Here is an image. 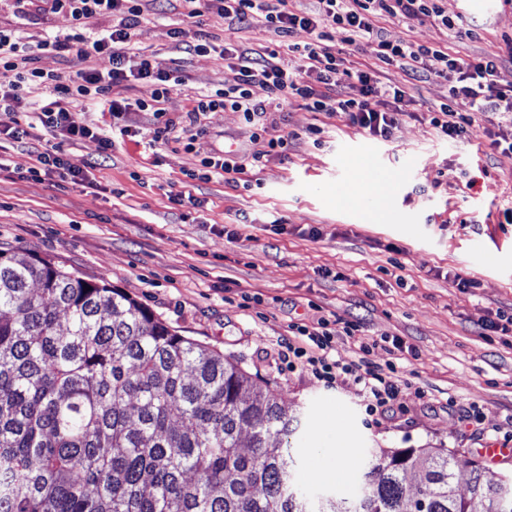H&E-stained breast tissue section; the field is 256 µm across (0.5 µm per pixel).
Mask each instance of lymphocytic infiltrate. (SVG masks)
<instances>
[{
	"label": "lymphocytic infiltrate",
	"mask_w": 512,
	"mask_h": 512,
	"mask_svg": "<svg viewBox=\"0 0 512 512\" xmlns=\"http://www.w3.org/2000/svg\"><path fill=\"white\" fill-rule=\"evenodd\" d=\"M37 1L42 2L45 12L65 16L69 28L34 44L0 29V107H22L32 87L48 90L27 125L6 128V136L18 141L40 126L68 140L99 138L103 150H110L111 139L99 137L97 128L86 123L72 104L87 99L101 111L110 112L113 120H120L128 106L112 100L110 93L114 83L131 79L150 89L149 96L137 100L136 105L155 118L148 131L152 142L167 140L171 128L162 120V105L173 91L184 86L185 78L181 59L132 53L134 32L145 19L146 0H14L19 17L30 18ZM286 2L183 0L188 17L214 13L231 26H244L252 14H264L279 38L278 46L259 50L232 43L218 49L211 35L203 31L173 30L175 41L186 54L218 51L225 68L234 74L230 86L194 92L193 107L186 114L189 129H201L202 115L229 109L242 113L247 124L261 131L266 112L282 110L285 103L294 102L309 112L343 115L373 138H391L406 114L405 91L401 84L382 81L372 69L350 65V55L364 41L375 44L380 62L399 69L409 80H422L431 70L451 75L449 102L430 114V123L443 140L455 142L468 136L475 115L512 112V87L498 83L500 68L512 63V38L505 39L500 52L472 59L450 55L442 47L386 38L382 27L386 19H431L454 29L441 0H318L316 10L299 13L289 10ZM98 15L115 16L118 22L111 30L88 34V20ZM43 52L72 54L83 60L104 55L110 67L78 72L76 79L66 82L34 67L36 54ZM257 85L266 90V99H254L252 89ZM355 86L360 89L356 97L349 93ZM459 97L469 100L471 114L453 110L451 102ZM246 169L243 157L214 155L202 158L199 168L186 171L185 176L204 183L220 177L225 184L235 186ZM27 173L38 182L57 178L83 182L88 189L94 186L82 169L67 162L57 145L38 152ZM334 336L324 322L313 329L292 325L290 335L280 341L281 355L289 368L308 370L326 385L360 386L366 415L384 416L400 392L398 379L366 360L357 365L339 364L332 356Z\"/></svg>",
	"instance_id": "f902f5d3"
}]
</instances>
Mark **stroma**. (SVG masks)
<instances>
[{
    "label": "stroma",
    "instance_id": "stroma-1",
    "mask_svg": "<svg viewBox=\"0 0 512 512\" xmlns=\"http://www.w3.org/2000/svg\"><path fill=\"white\" fill-rule=\"evenodd\" d=\"M482 10L464 0H443L456 23L387 21L389 39L446 47L464 58L499 51L512 36V7L486 0ZM150 14L136 31L137 48L162 57L179 56L172 29H201L218 40L257 47L275 38L264 15L241 29L222 18H188L180 0H150ZM59 14L18 17L12 0H0V29L20 30L37 42L67 28ZM383 77L404 82L409 115L391 140L368 137L340 115L289 106L267 115L266 130L254 133L241 113L213 112L185 151L184 116L199 88L232 84L234 75L217 54L191 55L186 87L163 107L172 123L168 142L146 147L153 116L140 111L144 85L117 82L111 97L129 103L128 134L112 129L107 112L83 117L112 140L102 159L99 140H60L36 129L32 138L0 139V249L39 257L98 284L118 289L178 335L224 353L259 384L269 385L301 425L288 438L296 460L295 484L314 496L350 495L371 453L383 449L438 448L458 468L483 466L486 475H512V455L490 463L480 448H512V332L483 335L485 323L512 314V158L497 154L494 134L512 127L492 115L477 120L469 135L448 145L422 117L451 101L467 114V99H449V81L430 72L424 82L405 83L394 68ZM322 129L321 145L306 131ZM292 135L287 159L270 153V139ZM60 144L72 166L86 167L99 185L96 194L72 182H35L21 175L35 147ZM235 151L259 157L247 169L246 185L231 188L214 179L188 188L184 173L201 158ZM372 158L391 177L381 207L340 202L337 193L354 178L356 160ZM193 194L202 207L175 204ZM284 225H277V218ZM236 237H227L225 226ZM318 228L310 237L309 228ZM474 280L457 288L455 276ZM329 320L359 326L356 338L337 337L340 363L358 360L359 342H376L369 360L394 368L405 386L389 417L369 422L358 386L329 387L311 373L289 370L279 343L291 324L310 327ZM401 340L402 349L381 348ZM481 415L483 431L462 422L469 407ZM350 449L345 484L316 478Z\"/></svg>",
    "mask_w": 512,
    "mask_h": 512
}]
</instances>
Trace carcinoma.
I'll return each instance as SVG.
<instances>
[{
  "label": "carcinoma",
  "instance_id": "cac0c4a2",
  "mask_svg": "<svg viewBox=\"0 0 512 512\" xmlns=\"http://www.w3.org/2000/svg\"><path fill=\"white\" fill-rule=\"evenodd\" d=\"M294 421L127 295L0 252V512H512V476L429 448L383 452L357 498L315 502L291 479Z\"/></svg>",
  "mask_w": 512,
  "mask_h": 512
}]
</instances>
